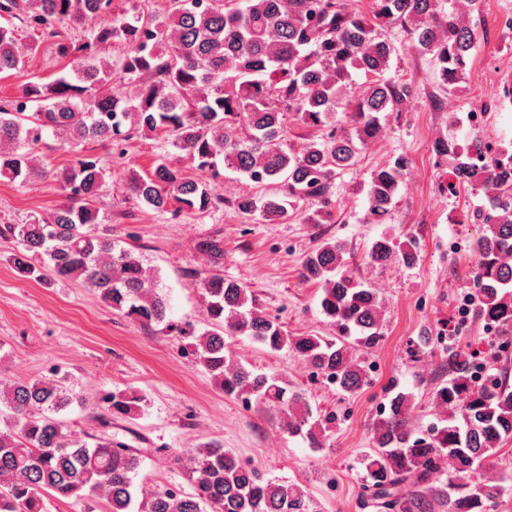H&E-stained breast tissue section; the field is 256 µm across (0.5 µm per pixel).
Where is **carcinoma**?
Here are the masks:
<instances>
[{
    "label": "carcinoma",
    "mask_w": 512,
    "mask_h": 512,
    "mask_svg": "<svg viewBox=\"0 0 512 512\" xmlns=\"http://www.w3.org/2000/svg\"><path fill=\"white\" fill-rule=\"evenodd\" d=\"M0 74L19 68L22 52L17 20L37 36L29 47L51 42L69 61L70 72L51 82H32L22 96L0 106V176L36 178L33 146L49 129L70 146L79 139L113 143L131 131L161 134L185 153L203 177L190 179L166 162L146 176H133L130 189L144 206L202 214L218 207L208 177L218 161L257 186L279 185L280 193L243 196L238 208L258 211L272 222L288 217V199L328 203L337 175L352 169L361 148L380 131L379 114L401 112L412 85L387 76L394 51L385 30L408 27L420 52L436 62L442 85L462 81L473 47L465 13L444 10L439 0H373L367 16L343 0H169L165 12L112 17V0H0ZM87 18L101 24L81 43L60 28ZM126 46L121 69L130 80L123 95L109 88L112 64L101 53ZM366 76L352 88V74ZM324 131L322 142L296 151L284 148L286 117ZM434 150L450 165L452 190L482 192L490 208L476 215L472 283L480 318L512 335V152L502 150L475 165L461 160L463 148L440 139ZM409 159L400 155L378 168L368 183V222L383 223L394 204ZM110 168L99 158L76 154L56 174L69 202L50 219L7 224L0 235L15 241L17 268L37 278L49 271L79 279L113 309L150 326L168 309L157 280L131 251L103 230L96 207ZM197 249L214 266L224 261V239L209 237ZM38 256L42 268L28 258ZM346 246L329 240L303 263L301 277L322 284L320 307L336 328L334 336H288L243 284L212 273L202 279L207 326L194 337L192 355L225 394L254 401L283 414V426L312 448L325 446L322 414L304 395L274 374L255 373L228 360L226 339L248 336L271 351L286 348L316 373L355 394L368 375L352 354L380 340L382 306L376 292L347 270ZM368 260L380 266L415 265V245L374 242ZM354 341H349V338ZM450 379L435 387L433 400L445 412L424 431L407 425L411 396H391L372 427L374 448L360 460L368 502L382 512H432L439 498L448 512H494L506 489L488 469L512 443V387L500 374L472 379L470 362L448 351ZM74 396L55 380L32 378L0 384V512H46L45 499L102 497L109 512H317L298 484L263 480L220 442L187 451L193 491L144 490L135 484L144 450L112 440V418L126 416L140 398L132 390L102 398L96 415L100 434L79 436L59 413ZM447 478L434 490L430 481ZM427 491L406 496V482Z\"/></svg>",
    "instance_id": "cac0c4a2"
}]
</instances>
